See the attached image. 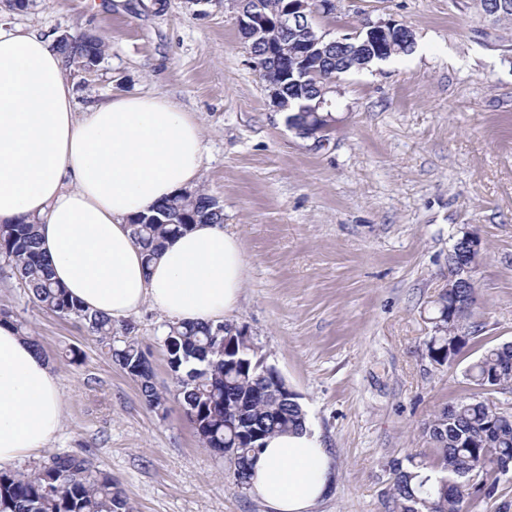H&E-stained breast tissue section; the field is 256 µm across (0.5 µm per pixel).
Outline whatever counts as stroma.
<instances>
[{"instance_id": "35a3bbf8", "label": "stroma", "mask_w": 512, "mask_h": 512, "mask_svg": "<svg viewBox=\"0 0 512 512\" xmlns=\"http://www.w3.org/2000/svg\"><path fill=\"white\" fill-rule=\"evenodd\" d=\"M35 0L0 22L48 35L91 30L109 44L92 73L71 71L76 105L161 95L199 123V187L224 208L245 253V285L228 324L247 327L329 448L337 469L313 512H393V463L433 460L423 427L476 396L465 368L512 342V29L475 0H335L316 27L334 35L393 20L411 54L341 76L324 148L288 128L249 62L236 0ZM479 238L471 321L452 364L427 342L457 239ZM0 310L39 340L61 380L64 421L48 454L75 453L112 474L134 512H267L202 447L174 394L151 308L117 323L137 339L166 412L77 319L33 304L0 279Z\"/></svg>"}]
</instances>
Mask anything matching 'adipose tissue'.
Here are the masks:
<instances>
[{"label": "adipose tissue", "instance_id": "obj_1", "mask_svg": "<svg viewBox=\"0 0 512 512\" xmlns=\"http://www.w3.org/2000/svg\"><path fill=\"white\" fill-rule=\"evenodd\" d=\"M199 124L165 97L117 95L77 111L51 36L0 23V223L35 222L51 276L119 321L151 307L216 322L239 305L246 259L221 224H198L144 264L129 222L197 185ZM61 382L30 338L0 324V466L35 458L62 422ZM335 475L303 430L265 439L248 488L269 512H312Z\"/></svg>", "mask_w": 512, "mask_h": 512}]
</instances>
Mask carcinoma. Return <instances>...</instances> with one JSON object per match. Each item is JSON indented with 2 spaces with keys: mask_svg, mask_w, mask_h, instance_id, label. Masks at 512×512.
I'll use <instances>...</instances> for the list:
<instances>
[{
  "mask_svg": "<svg viewBox=\"0 0 512 512\" xmlns=\"http://www.w3.org/2000/svg\"><path fill=\"white\" fill-rule=\"evenodd\" d=\"M270 26L245 41L254 61L261 63L274 42L288 55L289 75L282 79L281 111L293 118L297 131L321 129L328 137L331 113L318 108L335 92L336 79L358 69V64L336 54V46L321 43L308 57L302 51L312 43L304 27L286 29L279 18L288 0H258ZM65 63L91 71L107 55L98 35L84 32L56 45ZM298 81L300 95L288 96V82ZM224 223V208L197 188L181 192L131 221V234L152 260L164 244L196 224ZM0 259L10 267L32 300L60 317L81 320L96 341L108 347L112 360L139 385L146 404L166 410L167 398L154 384L146 353L137 342L112 339L113 322L76 302L67 289L52 280L48 261L39 248L38 225L0 224ZM460 293L448 290L434 305L433 336L427 342L429 358L437 365L452 362L462 348L457 333L469 329L470 311L457 316L451 308ZM177 399L206 448L233 450L231 466L236 482L248 485L255 449L246 426L259 434L257 443L274 434L301 430L306 413L297 398H288L273 380L274 368L256 358L251 338L234 335L224 341V324L169 321L163 338ZM235 347V363L224 362V344ZM474 385L492 388L512 382V342L488 349L464 371ZM501 405L484 399L462 400L453 413L441 409L425 424L423 433L436 459L419 455L407 464L392 466L394 512H464L475 490L491 499L498 492L503 470L512 463V413L500 416ZM0 512H132L112 474L95 468L78 455L57 453L41 465L19 470L0 468Z\"/></svg>",
  "mask_w": 512,
  "mask_h": 512,
  "instance_id": "cac0c4a2",
  "label": "carcinoma"
}]
</instances>
